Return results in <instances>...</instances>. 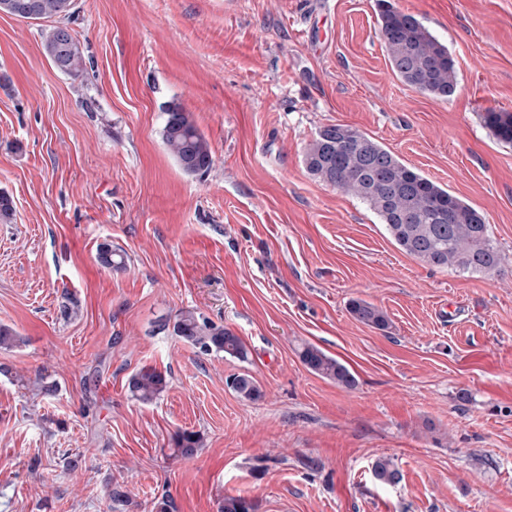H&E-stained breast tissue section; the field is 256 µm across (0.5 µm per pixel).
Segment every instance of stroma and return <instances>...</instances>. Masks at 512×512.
<instances>
[{
	"mask_svg": "<svg viewBox=\"0 0 512 512\" xmlns=\"http://www.w3.org/2000/svg\"><path fill=\"white\" fill-rule=\"evenodd\" d=\"M456 63L423 95L392 72L377 0H75L86 71L0 14V512H512V0H391ZM213 151L183 172L165 107ZM353 127L477 209L508 262L461 274L402 252L359 199L313 178L307 145ZM125 257L99 260L103 245ZM389 329L356 321L353 299ZM191 310L247 360L174 335ZM313 345L356 375L310 372ZM168 374L153 404L129 378ZM250 374L263 396L239 398ZM189 430L202 445L174 456ZM393 459L398 484L375 481ZM118 486L123 501L105 493ZM485 124L493 131L498 140L512 143V113L511 112H485ZM349 313L358 321L379 329L386 330L389 320L385 313L374 304L363 299H353L349 302ZM227 385L240 397L256 401L262 398L263 392L254 379L247 374L233 375ZM372 473L376 481L385 485H395L401 480L399 469L387 456H380L373 462Z\"/></svg>",
	"mask_w": 512,
	"mask_h": 512,
	"instance_id": "stroma-1",
	"label": "stroma"
}]
</instances>
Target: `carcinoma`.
I'll list each match as a JSON object with an SVG mask.
<instances>
[{"label": "carcinoma", "mask_w": 512, "mask_h": 512, "mask_svg": "<svg viewBox=\"0 0 512 512\" xmlns=\"http://www.w3.org/2000/svg\"><path fill=\"white\" fill-rule=\"evenodd\" d=\"M28 4L21 12L8 15L26 20H51L42 33L44 55L61 73L78 78L85 70L84 51L64 20L74 10V0H10ZM379 34L392 72L405 84L435 98L448 99L457 91L455 61L448 47L433 36L413 15L379 0ZM162 131L164 144L187 174L207 170L213 164L211 146L183 107L171 102ZM485 124L498 140L512 143V113L490 111ZM308 173L318 181L362 201L384 224L394 244L404 253L438 269L459 273L495 275L505 264L484 216L446 188L420 174L367 134L345 125L321 130L304 154ZM99 259L110 269L125 266L124 256L108 245L100 248ZM349 313L358 321L386 330L389 320L374 304L363 299L349 302ZM173 332L205 353L215 352L246 360L248 352L231 329L217 325L193 311L176 319ZM302 363L313 373L337 386L353 389L358 381L347 365L313 345L299 352ZM227 385L240 397L256 401L263 391L247 374L232 376ZM168 386L167 376L145 367L128 382L132 397L142 404L155 402ZM200 436L193 431L179 433L175 454L184 458L197 453ZM376 481L385 485L400 482L401 474L391 458L378 457L372 465ZM221 512H255L253 501L244 496H226Z\"/></svg>", "instance_id": "cac0c4a2"}]
</instances>
